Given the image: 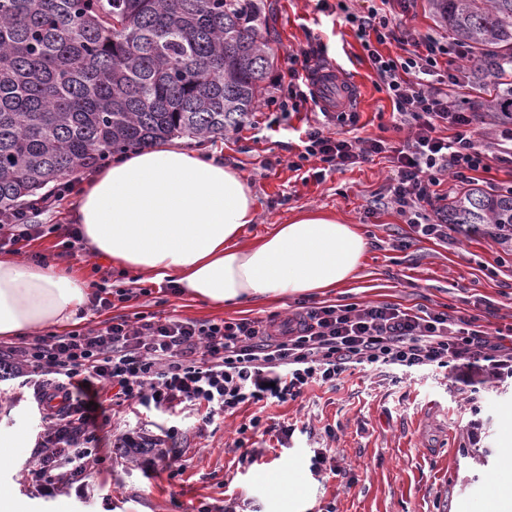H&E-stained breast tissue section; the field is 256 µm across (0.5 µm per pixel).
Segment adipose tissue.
I'll list each match as a JSON object with an SVG mask.
<instances>
[{"label": "adipose tissue", "mask_w": 512, "mask_h": 512, "mask_svg": "<svg viewBox=\"0 0 512 512\" xmlns=\"http://www.w3.org/2000/svg\"><path fill=\"white\" fill-rule=\"evenodd\" d=\"M250 188L217 157L170 141L124 155L83 187L80 232L94 253L126 271L173 280L188 297L221 306L342 287L367 250L355 225L314 210L251 243ZM84 281L15 256L0 257V337L66 329Z\"/></svg>", "instance_id": "adipose-tissue-1"}]
</instances>
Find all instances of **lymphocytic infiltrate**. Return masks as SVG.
<instances>
[{
	"label": "lymphocytic infiltrate",
	"instance_id": "obj_1",
	"mask_svg": "<svg viewBox=\"0 0 512 512\" xmlns=\"http://www.w3.org/2000/svg\"><path fill=\"white\" fill-rule=\"evenodd\" d=\"M392 1L405 15L414 7V0H381L365 11L346 12L344 19L356 26L377 86L392 102L395 126L407 129V136L396 144L363 136L358 113L328 112L301 133L303 149L288 166L297 172L310 168L320 180L387 155L393 175L379 204L395 210L418 236L444 242L448 224L438 203L448 197L445 183L488 172L495 161L512 164V113H504L492 132H481L475 107H461L448 96L470 60L466 48L443 36L397 33L385 11ZM394 40L405 45V53L382 55L379 45ZM314 56L308 49L290 53V80L270 99L277 110L297 112L315 101ZM61 196L57 190L0 216V248L58 232L62 248L72 250L74 227L32 221ZM365 365L410 377L449 368L467 384L488 386L512 378V336L477 314L349 303L305 306L285 321H198L139 312L63 334L49 331L0 350V378L24 377L37 402L50 406L26 474L44 493L92 479L93 468L107 463L113 448L142 450L132 433L103 447L113 408L140 407L172 418L190 406L208 426L218 416L271 399H297L310 383L332 385Z\"/></svg>",
	"mask_w": 512,
	"mask_h": 512
}]
</instances>
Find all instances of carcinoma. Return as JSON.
I'll return each mask as SVG.
<instances>
[{
    "mask_svg": "<svg viewBox=\"0 0 512 512\" xmlns=\"http://www.w3.org/2000/svg\"><path fill=\"white\" fill-rule=\"evenodd\" d=\"M512 112V0H430ZM258 0H0V213L173 137H224L274 68ZM450 224L512 229V195L469 187Z\"/></svg>",
    "mask_w": 512,
    "mask_h": 512,
    "instance_id": "carcinoma-1",
    "label": "carcinoma"
}]
</instances>
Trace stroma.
<instances>
[{
  "instance_id": "stroma-1",
  "label": "stroma",
  "mask_w": 512,
  "mask_h": 512,
  "mask_svg": "<svg viewBox=\"0 0 512 512\" xmlns=\"http://www.w3.org/2000/svg\"><path fill=\"white\" fill-rule=\"evenodd\" d=\"M262 34L275 54L266 95L288 77V55L318 36L314 65L341 64L357 92L355 109L364 134L402 138L392 103L375 75L355 29L316 0H262ZM320 112L281 115L258 106L238 129L214 141L183 139L185 148L216 154L250 187L256 220L250 242L306 210L356 225L368 249L354 278L326 292L287 294L274 300L214 306L185 295L158 292L119 304L120 315L158 312L197 320H284L306 303H391L404 308H454L481 314L512 328V255L487 235L451 230L448 242L421 238L393 209H371L390 175L383 157L327 174L323 180L289 169L299 150L297 131L321 121ZM34 261L82 273L86 282L107 279L109 288L146 287L144 276L97 264L86 241L63 252L49 235L19 251ZM269 421L290 425L293 435H239L248 412L201 427L192 408L175 423L181 430L175 467L179 474L151 472L144 457L114 459L100 479L105 496L66 484L42 494L24 479L37 450L40 414L29 388L0 381V436L16 446L0 466V485L11 486L19 512H494L493 477L512 467V384L470 394L438 370L413 379L370 369L344 373L336 386L309 385L302 397L271 403ZM244 448H237V439ZM330 449L339 475L312 474L315 450ZM251 454L253 463L243 462Z\"/></svg>"
}]
</instances>
